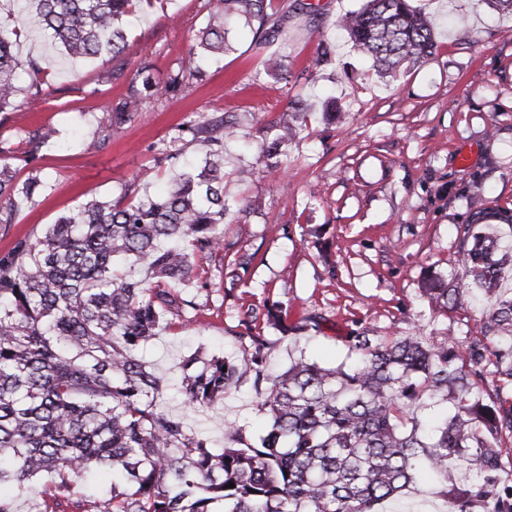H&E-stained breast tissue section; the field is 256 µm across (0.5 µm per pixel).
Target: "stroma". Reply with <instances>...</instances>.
Returning a JSON list of instances; mask_svg holds the SVG:
<instances>
[{"mask_svg": "<svg viewBox=\"0 0 512 512\" xmlns=\"http://www.w3.org/2000/svg\"><path fill=\"white\" fill-rule=\"evenodd\" d=\"M413 4L437 20V50L397 78L380 76L336 26L361 0H289L278 78L262 75L253 31L237 28L232 51L204 61L205 81L150 102L102 146L93 132L126 89L111 78L112 59L70 60L14 0H0V24L16 32L20 62L38 59L51 89L31 100V79L22 76L18 99L0 112V141L14 148L20 177L37 172L51 184L0 232V253L88 200L120 197L146 168L155 176L140 192L165 187L171 172L160 151L190 113L235 119L224 140V189L243 210L228 217L222 248L195 259L183 295L197 312L165 314L142 349L164 385L159 408L205 429L213 447H223L227 424L250 438L265 429L263 390L248 380L212 406H184L177 389L192 353L242 358L258 335L268 344L264 368L274 372L299 357L337 366L346 336L364 328L381 340L452 335L468 345L483 337L495 296L466 293L446 309L429 304L421 288L436 273L468 280L457 256L476 212L512 247V223L502 219L512 214V14L483 0ZM206 21V0H153L123 23L128 70L147 59L165 77ZM322 43L335 59L319 67ZM296 98L309 110L288 143L285 171L272 175L257 161L259 147ZM330 108L332 123L323 117ZM43 127L56 130L55 140L25 162L28 133ZM273 302L287 305L292 332L267 325L262 310ZM464 481L457 471L443 477L421 468L380 512H446L445 490Z\"/></svg>", "mask_w": 512, "mask_h": 512, "instance_id": "stroma-1", "label": "stroma"}]
</instances>
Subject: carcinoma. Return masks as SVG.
<instances>
[{
	"mask_svg": "<svg viewBox=\"0 0 512 512\" xmlns=\"http://www.w3.org/2000/svg\"><path fill=\"white\" fill-rule=\"evenodd\" d=\"M140 2L24 0V8L70 58H119L123 20ZM207 7L202 37L163 81L146 59L128 76L122 64L112 71L126 90L94 132L100 143L149 101L178 97L189 80L203 78L199 58L224 52L230 19L257 26L265 74L282 70L269 47L288 11H272V0H207ZM340 25L352 49L390 77L428 61L437 47L432 20L409 0H365ZM17 68L15 40L0 26V110L23 91ZM304 110L289 102L279 133L262 142L266 168H281ZM226 133H233L228 116L193 115L163 154L175 163L190 144L205 152L178 171L167 194L135 199L129 186L119 199L82 204L0 254V486L34 493L37 477L49 475L40 494L44 512H56L78 480L107 469L114 482L101 512H377L413 481L425 458L439 472L464 465L482 482L477 492L451 487L448 512H473L478 500L492 502L493 512H512V492L500 494L498 473L512 408L482 390L487 373L499 388L512 387V296L488 314L485 341L465 348L449 335L438 343L420 336L383 342L363 330L348 337L357 359L347 369L301 357L268 375L257 339L240 362L186 359L180 393L194 407L224 398L238 381L266 383L261 409L270 426L256 441L230 427L217 450L204 432L157 406L160 380L133 351L155 336L166 312L197 310L178 288L192 281L194 256L222 246L224 217L236 204L224 194ZM11 156V147H0L1 225L49 188L37 174L19 179ZM119 258L146 277L120 269ZM458 262L470 281L428 280L423 295L430 302L449 306L465 288L496 293L512 254L488 228L468 224ZM439 393L451 408L429 431L415 408Z\"/></svg>",
	"mask_w": 512,
	"mask_h": 512,
	"instance_id": "1",
	"label": "carcinoma"
}]
</instances>
